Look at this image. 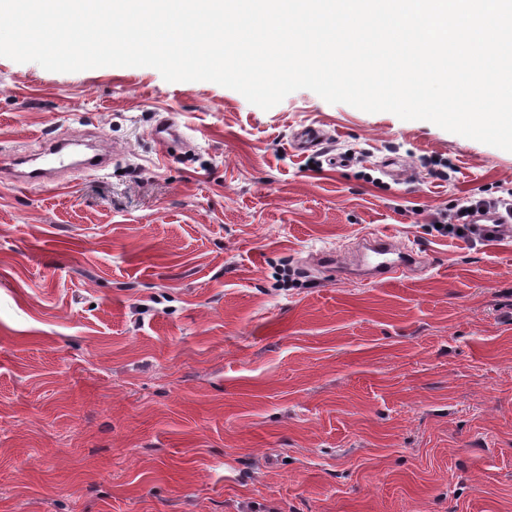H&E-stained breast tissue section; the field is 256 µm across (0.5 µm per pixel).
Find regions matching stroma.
I'll return each instance as SVG.
<instances>
[{
  "instance_id": "obj_1",
  "label": "stroma",
  "mask_w": 512,
  "mask_h": 512,
  "mask_svg": "<svg viewBox=\"0 0 512 512\" xmlns=\"http://www.w3.org/2000/svg\"><path fill=\"white\" fill-rule=\"evenodd\" d=\"M90 130L110 167L0 183V512H512V236L433 223L506 196L512 152L307 89L264 110L0 57V151ZM369 233L419 267H316ZM322 141L323 138L319 130L305 127L294 134L290 147L295 152L307 154L310 151H315L322 144Z\"/></svg>"
}]
</instances>
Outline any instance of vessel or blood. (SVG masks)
Instances as JSON below:
<instances>
[{
  "mask_svg": "<svg viewBox=\"0 0 512 512\" xmlns=\"http://www.w3.org/2000/svg\"><path fill=\"white\" fill-rule=\"evenodd\" d=\"M322 141L319 130L306 127L294 134L290 147L295 152L306 154L316 150ZM41 156L45 160L44 165L33 169L27 166L28 156H10L7 161L0 163V173L15 184L52 185L56 182L57 170L78 163L74 161L68 144L53 138L43 141ZM105 160V153L98 152L78 164L85 170L97 171L103 168ZM418 260L419 255L414 249L398 245L388 236L374 233L364 237L363 247L357 258L348 260L328 251L320 256L319 266L321 269H334L342 274L354 270L364 281L381 283L397 279L411 270Z\"/></svg>",
  "mask_w": 512,
  "mask_h": 512,
  "instance_id": "obj_1",
  "label": "vessel or blood"
}]
</instances>
